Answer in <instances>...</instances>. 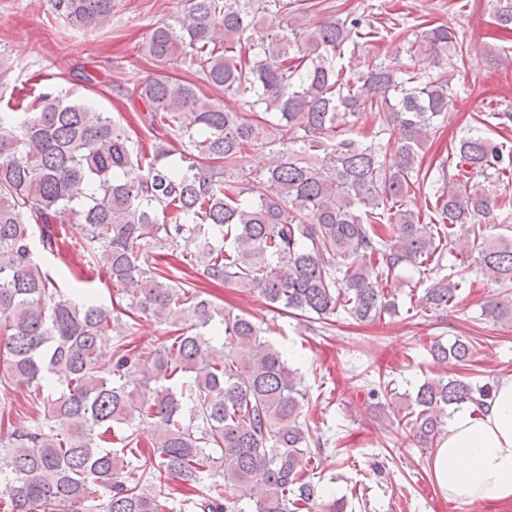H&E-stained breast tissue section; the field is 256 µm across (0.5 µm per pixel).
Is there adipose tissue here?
Segmentation results:
<instances>
[{
    "label": "adipose tissue",
    "mask_w": 512,
    "mask_h": 512,
    "mask_svg": "<svg viewBox=\"0 0 512 512\" xmlns=\"http://www.w3.org/2000/svg\"><path fill=\"white\" fill-rule=\"evenodd\" d=\"M432 475L449 498L512 502V377L500 380L484 413H456L432 460Z\"/></svg>",
    "instance_id": "adipose-tissue-1"
}]
</instances>
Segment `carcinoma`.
Instances as JSON below:
<instances>
[{"mask_svg":"<svg viewBox=\"0 0 512 512\" xmlns=\"http://www.w3.org/2000/svg\"><path fill=\"white\" fill-rule=\"evenodd\" d=\"M49 2L77 29L112 15V0ZM494 2L493 24L512 31V0ZM320 7L332 9L326 0H182L142 50L162 69L189 59L198 82L163 73L140 83L125 94L134 126L51 87L0 112V376L41 412L0 437L13 461L0 512H242L234 489L246 483L260 490L256 512H344L341 499L320 502L304 475L323 443L301 421L298 370L207 287L256 290L272 308L321 322L340 310L373 322L398 308L382 284L405 265L443 261L460 234L478 247L482 279L512 285V238L486 232L501 196L468 177L511 173L512 151L472 127L451 148L456 174L446 158L424 166L448 111V76L402 73L380 58L348 77L336 59L350 46L370 53L380 37L350 16L304 26ZM458 44L450 27L422 25L406 53L436 68ZM199 82L242 106L199 104ZM368 112L380 119L374 140L348 137ZM395 129L393 145L385 135ZM258 150L267 167L246 171ZM252 179L266 184L256 201L245 198ZM426 181L437 186L427 222L408 207ZM74 237L84 266L71 273L99 268L114 285L137 284L127 303L76 301L43 271L36 248L63 262ZM172 246L187 266L179 277L165 261ZM449 269L424 307H448L468 281L470 268ZM483 315L511 323L512 299L488 301ZM142 316L168 327L148 351L128 340ZM430 354L465 367L475 345L436 340ZM492 391L428 380L405 429L427 448L448 434L439 411L479 409ZM149 423L160 430L144 448ZM216 474L224 494L198 487ZM170 477L193 495L176 498Z\"/></svg>","mask_w":512,"mask_h":512,"instance_id":"cac0c4a2","label":"carcinoma"}]
</instances>
